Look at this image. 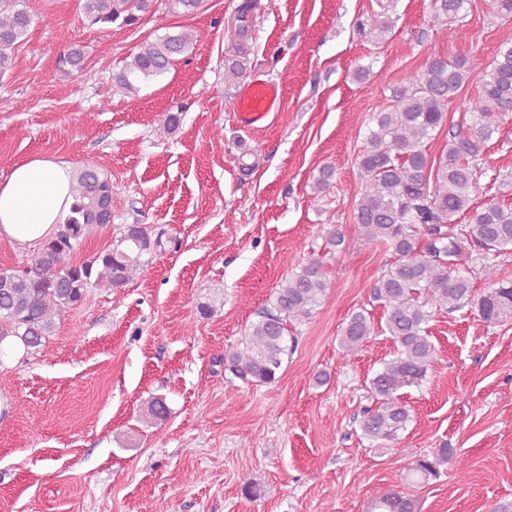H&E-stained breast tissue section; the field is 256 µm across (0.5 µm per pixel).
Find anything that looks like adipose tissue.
<instances>
[{
  "instance_id": "ef3b65f1",
  "label": "adipose tissue",
  "mask_w": 512,
  "mask_h": 512,
  "mask_svg": "<svg viewBox=\"0 0 512 512\" xmlns=\"http://www.w3.org/2000/svg\"><path fill=\"white\" fill-rule=\"evenodd\" d=\"M71 186L66 164L35 157L14 166L0 183V239L38 246L68 215Z\"/></svg>"
}]
</instances>
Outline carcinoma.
<instances>
[{"label": "carcinoma", "instance_id": "cac0c4a2", "mask_svg": "<svg viewBox=\"0 0 512 512\" xmlns=\"http://www.w3.org/2000/svg\"><path fill=\"white\" fill-rule=\"evenodd\" d=\"M21 0H0V76L13 68L14 48L27 35L32 16ZM153 0H82L92 25L116 22L131 26L148 12ZM469 0H433L435 17L457 33ZM255 0H241L227 26L230 47L224 56L225 78L235 80L247 70L246 45ZM188 31L165 35L140 45L113 81L127 94L137 83L164 74L191 49ZM60 67L81 71L85 53L68 43ZM474 65L466 55H436L425 67L392 87L386 101L371 113L359 155L363 185L353 207L359 240L384 246L394 255L373 287V300L384 308L376 325L362 311L353 314L337 337L346 356L357 354L374 335H388L392 358L369 380L375 404L363 409L362 436L383 445L396 443L411 414L401 390L427 376L436 348L427 324L433 309H477L488 323L512 319V281L499 277L494 258L512 254V205L498 200L512 186L509 174L484 182L488 143L512 112V44H503L481 72L477 91L468 102L470 124L450 134L442 152H429L435 133L447 120L448 103L469 81ZM334 188V171L324 167L313 183L324 197ZM73 203L65 223L38 248L22 271L0 269V345L8 338L25 352L38 351L54 335L57 321L75 308L90 288L125 286L150 269L149 256L164 251V232L144 224H126L111 247L85 261L74 259L93 230L112 223V181L87 163L76 170ZM486 201L479 202L480 198ZM484 279L482 294L473 289L472 273ZM329 288L323 261L311 257L275 289L270 306L246 330L244 339L224 351V373L246 386L275 382L284 358L294 348L291 326L310 319ZM448 460L438 448L417 460L408 480L425 484L437 465ZM416 500L400 491L376 497L369 512H415Z\"/></svg>", "mask_w": 512, "mask_h": 512}]
</instances>
